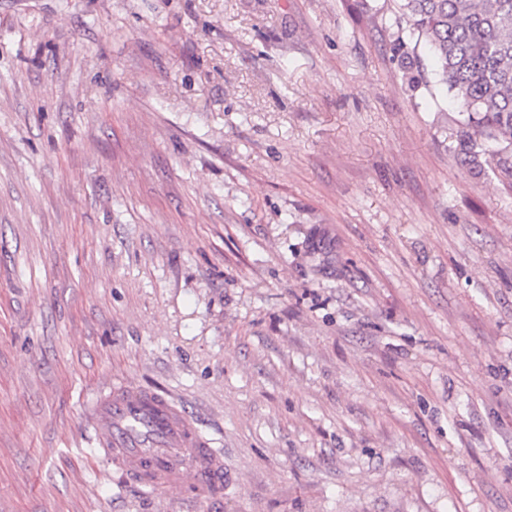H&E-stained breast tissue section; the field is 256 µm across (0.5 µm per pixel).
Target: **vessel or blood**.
<instances>
[{
	"instance_id": "b4317fda",
	"label": "vessel or blood",
	"mask_w": 512,
	"mask_h": 512,
	"mask_svg": "<svg viewBox=\"0 0 512 512\" xmlns=\"http://www.w3.org/2000/svg\"><path fill=\"white\" fill-rule=\"evenodd\" d=\"M90 416L104 459L160 488L191 480L197 488L221 487L224 456L183 406L157 392L124 382L103 393Z\"/></svg>"
}]
</instances>
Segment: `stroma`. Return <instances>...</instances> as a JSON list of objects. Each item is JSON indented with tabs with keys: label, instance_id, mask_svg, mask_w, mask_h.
<instances>
[{
	"label": "stroma",
	"instance_id": "35a3bbf8",
	"mask_svg": "<svg viewBox=\"0 0 512 512\" xmlns=\"http://www.w3.org/2000/svg\"><path fill=\"white\" fill-rule=\"evenodd\" d=\"M464 119L398 0H0V512H512V176ZM118 381L223 492L100 461Z\"/></svg>",
	"mask_w": 512,
	"mask_h": 512
}]
</instances>
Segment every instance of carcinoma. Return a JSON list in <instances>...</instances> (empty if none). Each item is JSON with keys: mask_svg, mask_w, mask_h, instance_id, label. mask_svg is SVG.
I'll use <instances>...</instances> for the list:
<instances>
[{"mask_svg": "<svg viewBox=\"0 0 512 512\" xmlns=\"http://www.w3.org/2000/svg\"><path fill=\"white\" fill-rule=\"evenodd\" d=\"M410 34L425 42L437 83L467 115L463 162L512 173V0H401Z\"/></svg>", "mask_w": 512, "mask_h": 512, "instance_id": "obj_1", "label": "carcinoma"}]
</instances>
